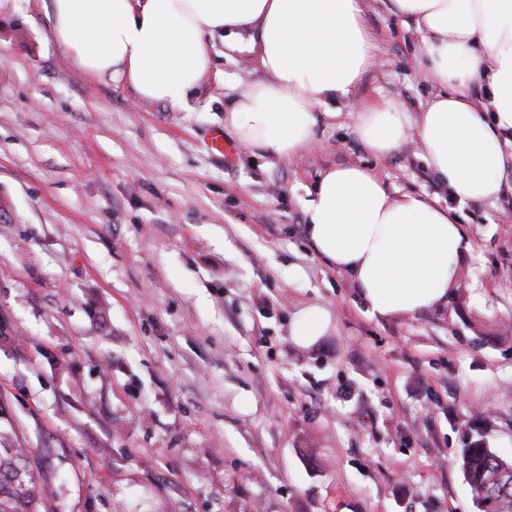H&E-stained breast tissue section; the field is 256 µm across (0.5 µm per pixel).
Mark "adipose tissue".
Returning a JSON list of instances; mask_svg holds the SVG:
<instances>
[{"instance_id":"ef3b65f1","label":"adipose tissue","mask_w":512,"mask_h":512,"mask_svg":"<svg viewBox=\"0 0 512 512\" xmlns=\"http://www.w3.org/2000/svg\"><path fill=\"white\" fill-rule=\"evenodd\" d=\"M369 0H52L51 38L96 80L141 99L182 103L212 68L208 41L253 51L262 78L241 89L224 126L252 153L290 161L336 121L378 49ZM420 36L436 93L420 112L396 101L356 105L354 131L376 157L415 142L459 202L496 197L512 132V0H388ZM483 97H476L475 88ZM316 254L346 273L371 316H406L447 302L472 245L447 206L393 193L375 169L328 170L306 210Z\"/></svg>"}]
</instances>
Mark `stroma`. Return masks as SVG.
<instances>
[{"label":"stroma","instance_id":"35a3bbf8","mask_svg":"<svg viewBox=\"0 0 512 512\" xmlns=\"http://www.w3.org/2000/svg\"><path fill=\"white\" fill-rule=\"evenodd\" d=\"M50 0H0V430L27 448L43 512H477L459 465L483 422L512 455V168L459 204L414 142L372 156L358 100L419 112V37L373 0L378 56L297 159L223 130L225 54L182 104L97 81L50 38ZM438 198L472 244L444 305L370 317L305 234L329 168ZM319 306L312 342L294 315ZM328 322V315L321 307H308L294 318L291 335L297 341L308 342L314 336H321Z\"/></svg>","mask_w":512,"mask_h":512}]
</instances>
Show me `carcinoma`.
Masks as SVG:
<instances>
[{
    "instance_id": "obj_1",
    "label": "carcinoma",
    "mask_w": 512,
    "mask_h": 512,
    "mask_svg": "<svg viewBox=\"0 0 512 512\" xmlns=\"http://www.w3.org/2000/svg\"><path fill=\"white\" fill-rule=\"evenodd\" d=\"M460 467L478 512H512V457L489 447L483 429L465 434ZM43 498L27 449L0 435V512H41Z\"/></svg>"
}]
</instances>
